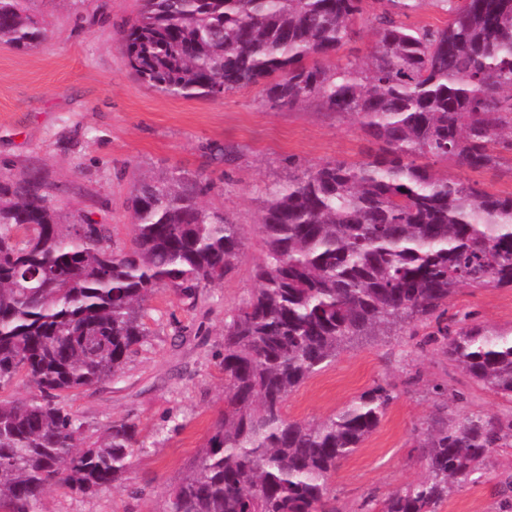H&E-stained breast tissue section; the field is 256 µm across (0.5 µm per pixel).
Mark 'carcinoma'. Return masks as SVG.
I'll use <instances>...</instances> for the list:
<instances>
[{
  "instance_id": "cac0c4a2",
  "label": "carcinoma",
  "mask_w": 512,
  "mask_h": 512,
  "mask_svg": "<svg viewBox=\"0 0 512 512\" xmlns=\"http://www.w3.org/2000/svg\"><path fill=\"white\" fill-rule=\"evenodd\" d=\"M33 0H0V43L27 49L46 30ZM141 0L122 38L130 69L169 96L220 98L259 87L280 109L317 99L358 120L376 149L329 161L266 193L257 287L224 316V411L172 487L165 512H339L331 481L396 398L378 384L318 421L289 418L288 396L346 346L435 324L426 342L512 402V330L447 318L461 286L512 288V194L438 174L491 168L512 154V0H441L443 27L397 20L412 0ZM372 21L367 62L330 58ZM201 174L143 177L126 205L130 244L106 224L60 221L59 187L0 177V509L41 512L57 487L92 494L143 446L129 420L88 443L67 397L119 378L144 344L150 300L187 299L228 278L240 225L202 204ZM442 397L417 437L427 477L367 512H439L512 447V413L482 416Z\"/></svg>"
}]
</instances>
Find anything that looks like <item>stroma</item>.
<instances>
[{
  "mask_svg": "<svg viewBox=\"0 0 512 512\" xmlns=\"http://www.w3.org/2000/svg\"><path fill=\"white\" fill-rule=\"evenodd\" d=\"M139 0H35L48 36L18 49L0 44V175L46 174L60 191L64 222L85 215L109 225L127 244L133 227L125 200L138 178L171 170L205 175L206 205L240 224L245 248L223 285L191 301L163 289L150 303L149 334L118 381L79 391L68 401L86 438L113 420L131 418L145 447L135 449L123 480L88 496L49 490L44 512H164L167 492L209 437L224 407V314L256 283L262 256L259 203L265 190L323 162L365 160L372 143L349 116L308 101L288 111L259 89L218 99H179L138 80L121 51L123 30ZM434 169L489 193L512 194V160L482 170L435 164ZM452 314L512 330V289L464 287L448 302ZM426 327L362 341L291 393L288 417L318 421L376 384L394 385L397 399L379 428L344 461L332 483L341 512H363L425 477L416 431L435 410L434 384L464 395L463 407L496 416L511 404L452 369ZM494 478L454 492L441 512H512L497 482L512 474V448L491 458Z\"/></svg>",
  "mask_w": 512,
  "mask_h": 512,
  "instance_id": "35a3bbf8",
  "label": "stroma"
}]
</instances>
